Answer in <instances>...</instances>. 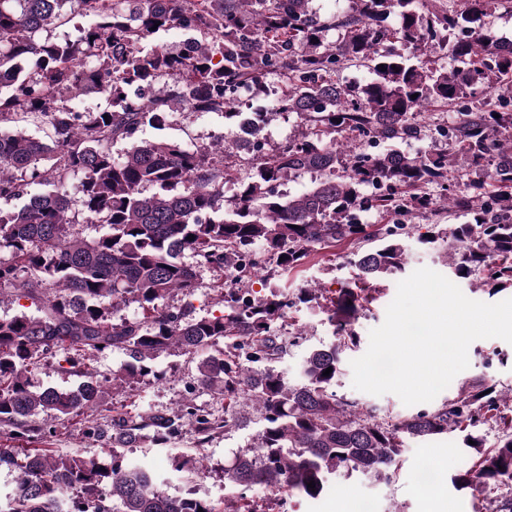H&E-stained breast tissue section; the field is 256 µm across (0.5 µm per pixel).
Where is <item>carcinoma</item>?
<instances>
[{
  "mask_svg": "<svg viewBox=\"0 0 512 512\" xmlns=\"http://www.w3.org/2000/svg\"><path fill=\"white\" fill-rule=\"evenodd\" d=\"M512 0H345L321 15L312 0H0V68L23 75L0 87V290L37 304V314L0 318V427L24 441H50L39 421L65 422L101 403L104 385L121 386L154 374L152 361L175 351L195 363L198 386L224 396V417L202 416L190 403L169 413H120L85 434L111 444L100 455H61L51 448H0V469L19 475L0 496V512H263L252 486L289 498L319 499L343 470L386 481L403 464L406 441L463 434L472 464L452 477L460 489L512 488V392L485 378L462 383L431 409L384 413L334 390L343 356L360 346L354 322L375 300L377 285L403 273L404 242L439 244L459 278L480 277L493 296L512 293V51L497 53L486 23ZM430 4L421 9L420 4ZM69 4L94 23L61 41L39 33L65 17ZM395 17L396 26L386 25ZM198 36L187 58L150 41L160 31ZM444 54L448 66L432 57ZM89 57L96 58L90 67ZM367 66L374 77L355 89L339 79L344 65ZM279 76L275 112L301 120L288 142L265 153L237 180L231 203L224 181L226 138L185 147L169 139L133 142L123 157L110 147L144 124L160 125L180 106L234 118L239 89ZM172 84L151 96L154 78ZM107 94L99 112L47 114L73 91ZM416 98H411V95ZM466 104L445 151L395 147L421 134L422 112ZM44 121L46 138L21 123ZM319 172L299 195L278 186ZM84 176L81 207L107 231L87 240L71 231L68 179ZM41 185L46 190L29 194ZM375 209L394 218H464L462 224H365ZM194 239H188V236ZM353 246L352 275L332 291L323 313L336 341L310 347L297 382L275 369L307 341L288 313L315 299L318 288L293 292L268 286V266L254 273L232 263L240 250H259L282 275L303 267L316 249ZM196 261H181L184 253ZM224 273L215 286L220 315L196 317L191 297L196 266ZM259 283L266 292L244 300ZM131 304L144 320L115 311ZM60 350L94 357L119 350L128 360L110 377L85 366L75 390L38 389L35 363ZM332 368L330 375L323 372ZM250 403L259 415L254 443L224 467L234 500L219 508L192 492L161 486L177 478L197 483L200 461L176 458L166 474L125 463L121 448H165L182 427L196 447L241 427L233 410ZM498 428L488 446L480 425ZM474 444H469V441ZM315 482V487L308 483Z\"/></svg>",
  "mask_w": 512,
  "mask_h": 512,
  "instance_id": "obj_1",
  "label": "carcinoma"
}]
</instances>
